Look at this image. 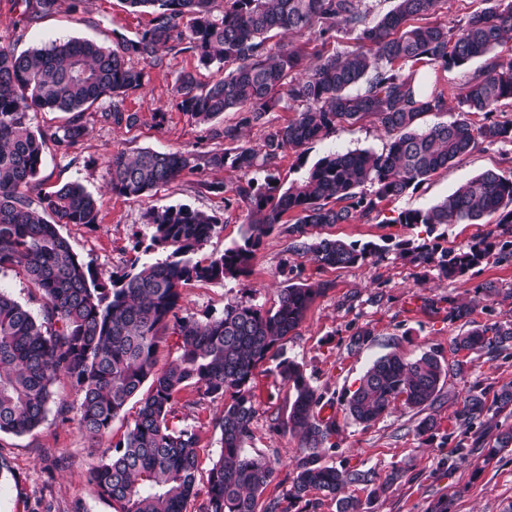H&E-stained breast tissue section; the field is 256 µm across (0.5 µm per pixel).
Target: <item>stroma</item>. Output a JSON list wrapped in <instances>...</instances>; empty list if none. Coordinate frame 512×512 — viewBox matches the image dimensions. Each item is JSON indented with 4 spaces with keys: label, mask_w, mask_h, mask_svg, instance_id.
Here are the masks:
<instances>
[{
    "label": "stroma",
    "mask_w": 512,
    "mask_h": 512,
    "mask_svg": "<svg viewBox=\"0 0 512 512\" xmlns=\"http://www.w3.org/2000/svg\"><path fill=\"white\" fill-rule=\"evenodd\" d=\"M14 19L11 0H0V37L16 40L18 49L25 50L73 37L109 48L118 38H136L148 28L151 16L129 8L123 0H84L79 11L60 10L19 37L13 33ZM481 65V60L475 59L445 71L427 67L430 79L447 90L448 109L428 114L424 126L456 117L458 96ZM186 71L196 72L203 82L220 77L217 69L200 68L194 56L165 58L161 66L149 68L145 89L126 100L127 108L140 116L137 126L119 129L91 117L87 120L88 133L76 147L63 151L51 145L45 151L38 175L39 189L49 191L59 184L77 182L99 201L98 224H67L61 229L73 251L97 270L119 272L127 266L135 255V242L150 238L145 213L151 207L187 205L219 216L223 226L201 250L204 258L223 254L242 243L248 231L245 208L226 203L223 195L206 192L200 186L204 179L237 182L240 172L229 168L218 174L183 173L145 199L112 193L106 184L107 161L118 151L132 154L144 148H223L224 141L216 133L225 125L236 123L239 115L228 112L212 122L199 123L180 112L173 100V86L177 75ZM159 108L166 114L161 125L153 118ZM389 143V137L370 122L341 124L324 138L286 151L272 173L285 189L328 153H380ZM487 169L512 172V143L482 146L381 211L352 224L311 228L309 236L358 244L385 240L435 243L442 248L467 244L483 233V225L451 224L431 229L423 224H399L395 217L406 209L432 206ZM288 245L287 235L273 230L256 251L250 276L221 283L190 282L182 289L183 314L205 321L222 316L225 304L236 300L268 310L276 307L280 290L292 281L327 283L326 292L312 302L300 326L278 346L284 357L303 367L318 392L335 400L334 406L324 408L323 413L335 416L340 433L335 447L323 451L324 463L339 468H372L382 474L392 467H403V478L373 503V512H429L442 496L452 499L451 512H512V447L482 466L474 458L461 456L454 441L447 438L456 429L454 412L473 383L497 386L512 381V354L491 357L472 353L467 357L465 372H454L459 356L451 343L463 326L449 322L448 298L455 295L476 300L472 318L478 324L503 318L512 305L484 297L478 287L486 282L512 286V263L483 264L451 281L434 268L391 254L353 267L322 268L309 257L289 251ZM362 327L372 330L371 340L360 349H350L351 335ZM427 351L439 355L449 368L442 400L434 407L441 425L439 434L431 439L417 436L415 428L420 416L400 401L368 427L356 424L348 416L340 398L345 391L357 387L375 359L389 353L412 358ZM252 385L257 415L247 450L277 467L276 479L260 497L266 503L284 497L288 475L301 448L290 433H276L271 428L272 419L283 420L288 415L292 392L287 384L265 364L256 369ZM55 392V401L65 405V413L50 410L45 424L28 434L0 433V456L11 465L9 472L0 474V512H113L111 503L94 491L85 474L104 448L123 437L138 405L129 403L125 416L113 422L107 438L96 442L78 428L80 397L71 381L59 378ZM222 406L219 400L200 399L191 387L177 396L179 427L195 430L199 436L198 478L203 482L208 479L212 459L220 452V431L213 419Z\"/></svg>",
    "instance_id": "35a3bbf8"
}]
</instances>
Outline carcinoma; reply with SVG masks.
Segmentation results:
<instances>
[{"instance_id": "obj_1", "label": "carcinoma", "mask_w": 512, "mask_h": 512, "mask_svg": "<svg viewBox=\"0 0 512 512\" xmlns=\"http://www.w3.org/2000/svg\"><path fill=\"white\" fill-rule=\"evenodd\" d=\"M72 11L83 0H13L14 30L24 32L55 13L62 2ZM152 14L150 26L115 48L91 40L55 41L17 51L0 41V268L20 270L43 299L42 318L0 290V433L22 435L44 424L64 376L78 389V427L89 438L106 437L143 384L149 394L125 436L86 471V480L112 502L114 512H186L200 494L199 436L175 426L176 397L187 386L204 398L222 399L215 417L221 452L213 461L206 498L199 512H257L258 498L274 480L272 463L247 452L257 409L252 378L263 363L293 392L288 419L273 429L299 437L302 456L291 484L264 512H292L312 492L336 500V512H368L402 476L399 469L380 477L372 469L322 464V451L334 448L336 418L320 416L323 394L303 368L278 355L277 344L295 331L324 283H292L282 289L278 306L265 310L243 301L224 305V314L207 321L183 316L181 289L192 281L219 282L248 276L262 239L286 224L288 250L306 254L321 267H352L392 250L396 257L434 267L455 280L492 262H512V173L488 169L461 184L426 210H406L393 224H476L496 216L495 225L470 244L457 248L393 246L367 242L308 239V228L351 224L379 211L432 175L446 170L481 144L512 142V121L495 118L498 104L512 100V66L493 55L512 35V0H486L488 6L458 24L430 20L445 0H396L376 18L362 0H125ZM341 32L351 49L330 55L309 54L301 45L269 44L272 34L315 36L324 41ZM190 53L204 68H227L224 77L200 82L192 72L176 78V108L198 122L237 112L224 126L225 147L204 152L143 149L129 156L112 154L107 162L109 189L143 198L185 171H221L230 166L243 179L229 187L204 181L212 193H232L247 209L249 234L220 256L196 260L221 221L186 205L150 209L149 243L116 275L93 269L60 233L64 224L99 222L97 199L77 182L52 191H35L34 180L52 142L69 150L87 132L85 114L101 109L100 120L131 129L139 114L125 106L127 96L145 88L147 73L138 59L159 66L167 56ZM485 59L458 101L449 122L422 128L429 113L448 109L447 93L430 90L414 65L425 62L446 70ZM296 112L284 127L266 115L280 102ZM32 112H66L62 126L35 128ZM371 118L390 138L382 153H330L320 158L285 191L271 168L288 149L328 135L341 123ZM264 128L255 145L240 143L243 129ZM265 173L262 178L257 173ZM473 308L448 297V320L469 321ZM170 336L179 353L157 369L160 346ZM454 352L496 357L512 349V319L479 325L455 336ZM445 368L432 352L413 359L397 354L373 362L358 387L341 399L358 424L371 425L398 400L420 412L441 399ZM512 418V382L497 388L475 384L455 413L463 439L457 448L487 463L512 445V426L489 425ZM440 423L422 417L419 436H434ZM349 485L369 489L366 501L341 495Z\"/></svg>"}]
</instances>
